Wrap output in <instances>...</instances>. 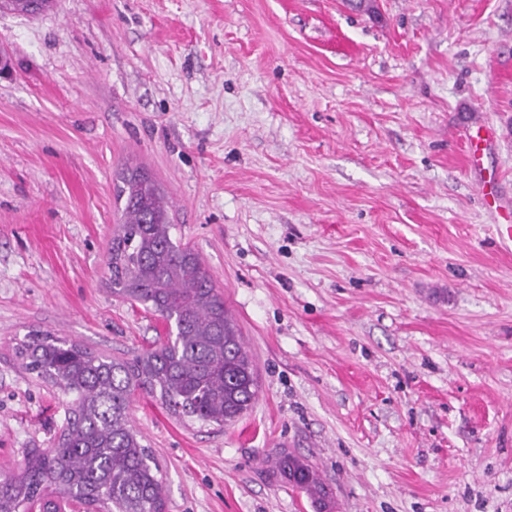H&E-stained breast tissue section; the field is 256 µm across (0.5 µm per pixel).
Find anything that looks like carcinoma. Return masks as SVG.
<instances>
[{"label": "carcinoma", "mask_w": 512, "mask_h": 512, "mask_svg": "<svg viewBox=\"0 0 512 512\" xmlns=\"http://www.w3.org/2000/svg\"><path fill=\"white\" fill-rule=\"evenodd\" d=\"M125 197L112 233V293L142 305L169 336L127 359L54 336L19 347L26 371L69 397L53 448L19 473L0 478V512H62L49 495L96 512H164L160 466L131 426L137 394L171 414L218 429L241 418L257 397L254 364L224 298L193 250L171 237L169 206L147 173L122 178ZM277 471L315 497L323 487L300 457L283 453Z\"/></svg>", "instance_id": "carcinoma-1"}]
</instances>
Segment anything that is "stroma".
<instances>
[{
  "instance_id": "1",
  "label": "stroma",
  "mask_w": 512,
  "mask_h": 512,
  "mask_svg": "<svg viewBox=\"0 0 512 512\" xmlns=\"http://www.w3.org/2000/svg\"><path fill=\"white\" fill-rule=\"evenodd\" d=\"M0 50V474L64 419L29 332L166 333L107 283L141 167L258 382L221 429L135 396L165 512H512V248L480 195L494 172L512 203V0H54L0 11ZM495 132L483 123L468 126L469 157L468 162L474 167H480L483 151L487 142L493 138ZM277 471L293 485L305 489L314 498L323 492V487L315 471L300 457L292 453H282L277 461Z\"/></svg>"
}]
</instances>
